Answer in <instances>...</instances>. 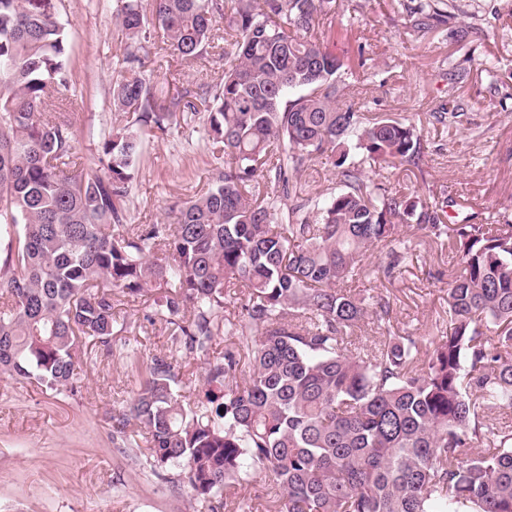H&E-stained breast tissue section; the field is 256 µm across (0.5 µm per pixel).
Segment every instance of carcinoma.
<instances>
[{
    "mask_svg": "<svg viewBox=\"0 0 512 512\" xmlns=\"http://www.w3.org/2000/svg\"><path fill=\"white\" fill-rule=\"evenodd\" d=\"M118 2L130 74L112 85L115 121L87 165L59 111L76 93L64 0H0V225L16 229L0 264V375L76 395L93 346L124 329L119 307L155 289L147 320L170 327V345L149 360L123 348L138 386L112 436L147 448L156 470L181 468L197 498L251 512L253 468L276 488L265 512H512V212L449 223L446 200L366 183L354 158L417 168L422 139L339 103L356 65L325 46L336 0ZM458 11L406 7L419 32ZM150 46L216 55L222 77L163 97L138 72ZM467 74L448 68L438 122L467 116L455 96ZM199 115L211 185L171 224L127 223L144 136ZM317 163L336 186L305 194L298 176ZM404 224L448 245V327L430 336L393 330L389 299L345 289L378 245L377 275L399 279ZM180 360L203 364L191 404Z\"/></svg>",
    "mask_w": 512,
    "mask_h": 512,
    "instance_id": "1",
    "label": "carcinoma"
}]
</instances>
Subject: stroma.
Here are the masks:
<instances>
[{
    "label": "stroma",
    "instance_id": "35a3bbf8",
    "mask_svg": "<svg viewBox=\"0 0 512 512\" xmlns=\"http://www.w3.org/2000/svg\"><path fill=\"white\" fill-rule=\"evenodd\" d=\"M405 0H336L337 50L362 52L353 82L372 116L405 118L420 130L423 173L390 169L375 183L420 201L452 200L455 221L484 223L512 208V0H456L475 24L456 43L440 26L420 34L405 22ZM69 64L76 84L77 138L93 158L113 122L112 82L125 70L116 0H65ZM478 60L457 94L470 109L463 124L434 117L448 96L440 72L465 58ZM143 75L166 91L197 90L219 78V60L185 63L156 51L143 57ZM139 174L127 202V221H171L170 207L207 187L212 167L202 122L165 138L146 137ZM402 233L413 256L395 283L367 276L351 283L355 294L390 296L394 329L425 336L448 311V286L434 273L447 250L413 229ZM120 337L144 356L165 353L166 325L149 324L145 304L126 305ZM137 378L117 352L96 348L80 393L58 395L28 380L0 376V512H211L187 484L158 476L141 449H120L110 418L135 389Z\"/></svg>",
    "mask_w": 512,
    "mask_h": 512
}]
</instances>
